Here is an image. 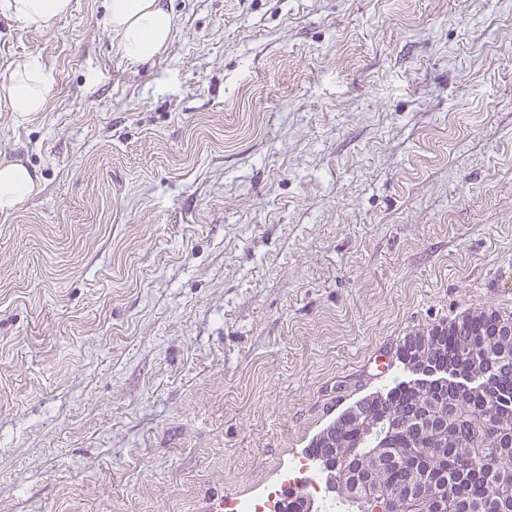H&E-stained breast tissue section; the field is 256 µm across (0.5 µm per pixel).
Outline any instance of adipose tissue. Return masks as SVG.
I'll use <instances>...</instances> for the list:
<instances>
[{"label": "adipose tissue", "instance_id": "obj_1", "mask_svg": "<svg viewBox=\"0 0 512 512\" xmlns=\"http://www.w3.org/2000/svg\"><path fill=\"white\" fill-rule=\"evenodd\" d=\"M71 0H0V12L34 27H46L66 14ZM106 23L126 59L144 62L163 53L172 37L174 18L164 0H107ZM44 65L35 59L17 63L8 83L0 85L14 111H44L49 94ZM37 178L23 165L0 162V214L9 213L35 193Z\"/></svg>", "mask_w": 512, "mask_h": 512}]
</instances>
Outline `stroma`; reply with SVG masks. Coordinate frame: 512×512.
<instances>
[{"label":"stroma","instance_id":"stroma-1","mask_svg":"<svg viewBox=\"0 0 512 512\" xmlns=\"http://www.w3.org/2000/svg\"><path fill=\"white\" fill-rule=\"evenodd\" d=\"M106 0L0 13V512L256 499L410 334L512 319V0H170L126 60ZM70 0H1L0 11L36 28L51 25L70 10ZM49 89L44 65L28 59L16 64L8 83L0 85V95L10 101L14 112L28 114L45 110ZM36 189L37 178L26 166L0 162V214L12 212Z\"/></svg>","mask_w":512,"mask_h":512}]
</instances>
